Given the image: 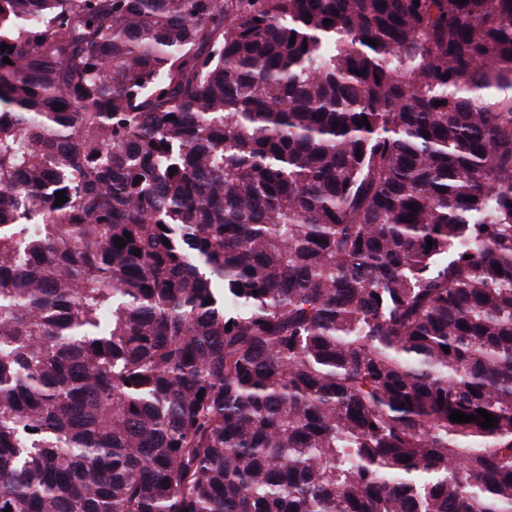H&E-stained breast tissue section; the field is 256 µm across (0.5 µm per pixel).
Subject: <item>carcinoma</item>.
<instances>
[{
  "label": "carcinoma",
  "instance_id": "obj_1",
  "mask_svg": "<svg viewBox=\"0 0 512 512\" xmlns=\"http://www.w3.org/2000/svg\"><path fill=\"white\" fill-rule=\"evenodd\" d=\"M2 44L0 512H512V0H0Z\"/></svg>",
  "mask_w": 512,
  "mask_h": 512
}]
</instances>
